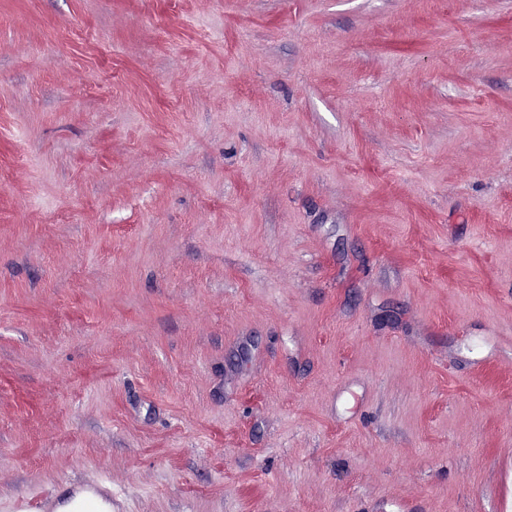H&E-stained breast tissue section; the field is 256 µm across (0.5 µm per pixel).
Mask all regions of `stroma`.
Masks as SVG:
<instances>
[{
  "label": "stroma",
  "mask_w": 512,
  "mask_h": 512,
  "mask_svg": "<svg viewBox=\"0 0 512 512\" xmlns=\"http://www.w3.org/2000/svg\"><path fill=\"white\" fill-rule=\"evenodd\" d=\"M512 512V0H0V512ZM67 497H50L40 506L41 512H112L114 501L109 481L103 476L89 481L71 482ZM58 509H64L59 511Z\"/></svg>",
  "instance_id": "obj_1"
}]
</instances>
